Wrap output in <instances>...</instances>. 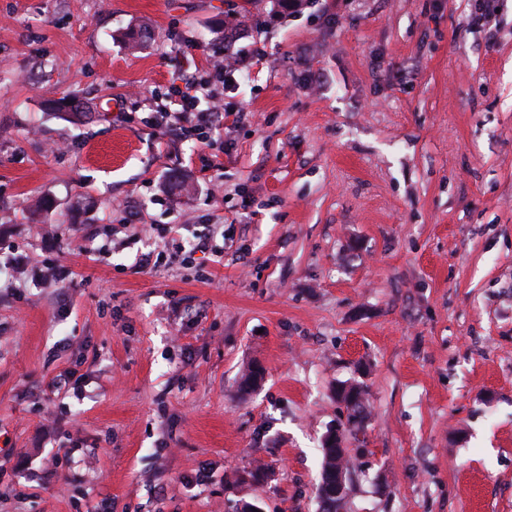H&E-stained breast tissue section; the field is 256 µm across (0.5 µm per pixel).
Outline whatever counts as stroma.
<instances>
[{"mask_svg": "<svg viewBox=\"0 0 512 512\" xmlns=\"http://www.w3.org/2000/svg\"><path fill=\"white\" fill-rule=\"evenodd\" d=\"M333 430L343 512H512V0H0V512H320ZM234 68L231 61L224 64V60L216 62L210 69L202 75L196 76L191 80L182 81L183 85L173 83L168 89L167 97L171 105H176L173 114L176 124L183 129L188 136H194L200 140H206L211 130L212 115L219 114L224 123H237L243 112L227 111L219 105H213L205 110H199L198 105L201 98L211 100L216 96L212 89L215 82L224 83V74L231 72ZM224 112V113H223ZM224 114V115H223ZM232 119L230 120V118ZM350 386L348 389L350 392H354L358 398L354 400H347L346 397L344 401L347 404V409L349 411V422L355 426L361 424L364 419L367 417L368 405L366 400L364 399V391L363 388L359 384H342ZM327 438L330 442H336L337 439H341V435L339 431H334L330 433ZM326 439L323 443V460L319 482L316 487V493L319 501H321L323 496H325L331 502V507L329 509H321L322 512H340L345 504V501L343 503L341 502L345 496L346 489L348 490L347 479L345 483V491L341 497L336 498L330 496L328 494V489L334 482V475H336V472L344 471L348 473V468L344 465V455L347 448H344L342 445V439L340 440V444H338V446L333 447L327 446Z\"/></svg>", "mask_w": 512, "mask_h": 512, "instance_id": "stroma-1", "label": "stroma"}]
</instances>
